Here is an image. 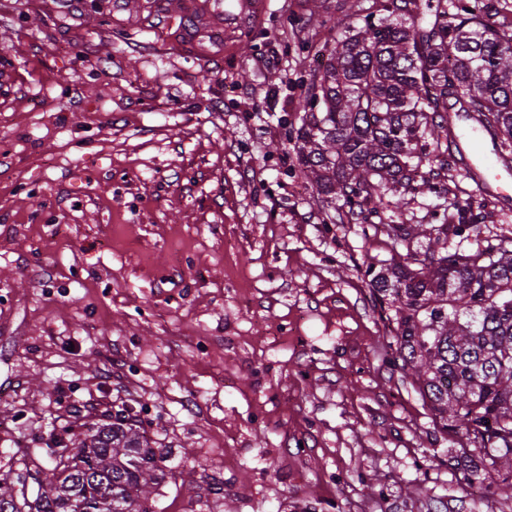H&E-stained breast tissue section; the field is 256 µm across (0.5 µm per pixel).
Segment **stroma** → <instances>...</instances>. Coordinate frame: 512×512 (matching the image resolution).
<instances>
[{"label":"stroma","mask_w":512,"mask_h":512,"mask_svg":"<svg viewBox=\"0 0 512 512\" xmlns=\"http://www.w3.org/2000/svg\"><path fill=\"white\" fill-rule=\"evenodd\" d=\"M229 2L0 0V112L22 116L0 125V465L128 411L164 455L161 512H512L458 488L394 362L359 275L392 240L287 142L337 0H264L231 35ZM477 193L461 170L385 214L454 224ZM507 229L512 200L451 244ZM287 320L307 347L268 336Z\"/></svg>","instance_id":"obj_1"}]
</instances>
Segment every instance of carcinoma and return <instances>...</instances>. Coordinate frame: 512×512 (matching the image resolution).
Instances as JSON below:
<instances>
[{
  "label": "carcinoma",
  "mask_w": 512,
  "mask_h": 512,
  "mask_svg": "<svg viewBox=\"0 0 512 512\" xmlns=\"http://www.w3.org/2000/svg\"><path fill=\"white\" fill-rule=\"evenodd\" d=\"M431 16L422 23L421 9ZM498 6L469 0H381L358 24L340 19V48L300 97V124L283 119L305 179L366 224L381 218L388 194L431 192L455 158L444 146L458 117L512 163V29L495 25ZM472 223L385 224L406 253L365 276L396 340L434 430L479 464L457 482H488L512 498V237L448 246ZM424 248H411L419 238ZM46 451L52 477L27 496L28 458L9 459L0 479L7 512H153L164 479L144 429L130 414L96 423L83 436L65 430Z\"/></svg>",
  "instance_id": "1"
}]
</instances>
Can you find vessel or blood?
Listing matches in <instances>:
<instances>
[{
    "label": "vessel or blood",
    "instance_id": "vessel-or-blood-1",
    "mask_svg": "<svg viewBox=\"0 0 512 512\" xmlns=\"http://www.w3.org/2000/svg\"><path fill=\"white\" fill-rule=\"evenodd\" d=\"M237 13L224 17L225 33H232L253 26L257 21L254 0H238ZM477 128L464 129L460 135L454 136L453 144L463 158L464 167L479 173V185L484 192L499 197L512 195V168L501 165L490 155L483 144H480Z\"/></svg>",
    "mask_w": 512,
    "mask_h": 512
}]
</instances>
